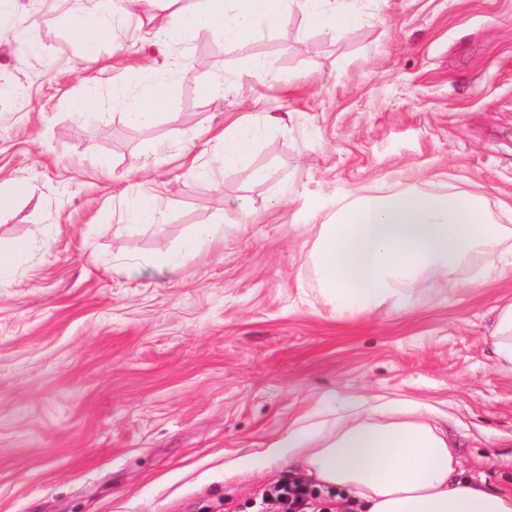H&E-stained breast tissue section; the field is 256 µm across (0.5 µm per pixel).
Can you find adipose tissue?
I'll use <instances>...</instances> for the list:
<instances>
[{
	"instance_id": "ef3b65f1",
	"label": "adipose tissue",
	"mask_w": 512,
	"mask_h": 512,
	"mask_svg": "<svg viewBox=\"0 0 512 512\" xmlns=\"http://www.w3.org/2000/svg\"><path fill=\"white\" fill-rule=\"evenodd\" d=\"M127 0H70L71 23L88 53L112 43V18ZM358 0H169L175 33H204L247 46L259 27L286 29L290 9L308 27L345 37L359 22ZM159 82L127 103L130 122L148 127L169 107ZM306 262L337 318L383 305L404 309L416 284L437 280L452 292L453 274L469 272L479 287L500 265L512 267V226L495 223L479 197L405 189L353 197L320 224ZM487 341L496 364L512 371V302L493 310ZM409 403L350 402L331 430L291 426L268 449L272 460L300 468L321 486L357 498L364 512H512V492L469 479L455 441Z\"/></svg>"
}]
</instances>
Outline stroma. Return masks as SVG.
<instances>
[{
    "label": "stroma",
    "mask_w": 512,
    "mask_h": 512,
    "mask_svg": "<svg viewBox=\"0 0 512 512\" xmlns=\"http://www.w3.org/2000/svg\"><path fill=\"white\" fill-rule=\"evenodd\" d=\"M69 10L0 5L1 27L37 34L0 42V182L31 193L0 213V245L30 244L0 288V512H257L297 481L318 512H359L266 451L376 397L433 405L467 476L511 490L512 372L486 338L512 272H458L451 295L425 278L412 309L339 320L305 256L365 193L476 194L512 225V0H369L341 39L294 10L243 49L169 37L164 0H135L94 57ZM160 81L170 116L130 124L129 97ZM237 119L254 145L228 167ZM206 224L223 239L187 251Z\"/></svg>",
    "instance_id": "35a3bbf8"
}]
</instances>
